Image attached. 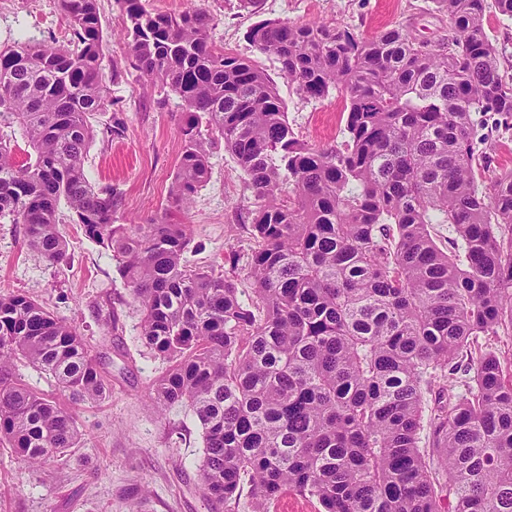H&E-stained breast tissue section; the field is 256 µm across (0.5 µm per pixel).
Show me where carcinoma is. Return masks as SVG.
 <instances>
[{"mask_svg": "<svg viewBox=\"0 0 512 512\" xmlns=\"http://www.w3.org/2000/svg\"><path fill=\"white\" fill-rule=\"evenodd\" d=\"M432 2L448 19L436 42L401 27L363 38L324 21L249 26L245 40L297 95L343 96L342 141L316 147L268 75L216 44L205 0L179 13L119 0L130 64L187 112L169 207L187 209L219 142L245 176L250 245L230 250L227 272L187 265L188 225L166 209L116 223L123 192L85 175L95 114L112 110V136L125 130L103 82L98 0H58L63 44L0 46V129L19 127L32 150L18 165L0 134V219L57 265L64 205L113 252L142 343L168 363L149 401L198 421L215 503L248 483L254 512H266L287 484L323 512H441L444 500L452 512H512V381L488 345L512 332V171L484 185L479 133L512 119V77L485 30L492 7L512 19V0ZM436 224L453 249L439 246ZM19 362L64 402L32 390ZM111 392L76 325L0 294L1 440L45 464L82 441L65 403Z\"/></svg>", "mask_w": 512, "mask_h": 512, "instance_id": "carcinoma-1", "label": "carcinoma"}]
</instances>
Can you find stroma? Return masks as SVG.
Segmentation results:
<instances>
[{
  "label": "stroma",
  "instance_id": "stroma-1",
  "mask_svg": "<svg viewBox=\"0 0 512 512\" xmlns=\"http://www.w3.org/2000/svg\"><path fill=\"white\" fill-rule=\"evenodd\" d=\"M206 5L215 18V41L251 58L275 80L298 136L316 146L339 141L346 119L343 97L334 93L307 100L290 91L276 60L244 40L254 18L238 0H207ZM261 12L295 23L324 20L362 37L391 25L431 41L448 33L432 0H263ZM22 36L66 41L69 23L56 0H10L0 9V45ZM109 89L123 110L125 132L112 137L111 112L98 113L84 170L93 185L124 191L119 221L134 225L167 203L182 151L184 108L176 96L161 97L133 70ZM243 193V172L223 149H214L208 182L176 216L191 228L190 266L220 268L228 249L248 247ZM60 229L68 258L50 266L28 247L22 225L0 220V294H26L76 324L102 356L112 392L97 403L74 407L81 447L40 467L0 444V512H252L246 489L231 505L207 502L200 475L201 429L185 408L162 417L152 409L149 386L164 365L139 339L140 312L116 272V260L88 240L79 225L66 221ZM109 314L116 319L112 330L102 323Z\"/></svg>",
  "mask_w": 512,
  "mask_h": 512
}]
</instances>
